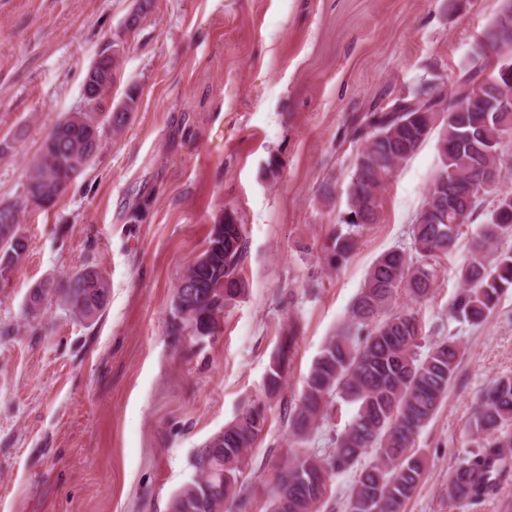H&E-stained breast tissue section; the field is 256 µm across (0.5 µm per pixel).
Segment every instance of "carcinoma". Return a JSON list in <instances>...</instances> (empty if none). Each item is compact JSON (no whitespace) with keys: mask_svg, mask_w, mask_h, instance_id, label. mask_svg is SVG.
<instances>
[{"mask_svg":"<svg viewBox=\"0 0 512 512\" xmlns=\"http://www.w3.org/2000/svg\"><path fill=\"white\" fill-rule=\"evenodd\" d=\"M500 17L478 42L472 60L453 81L448 104L439 112L412 108L417 101L432 107L442 94L427 82L398 97L378 112L353 118L344 140L359 145L347 186V208L328 237L326 260L344 265L370 226L379 223L382 192L397 169L438 132L440 167L427 188L423 210L410 226L409 248L380 254L369 269L348 311L346 323L313 362L305 387L288 410V429L298 448L276 468L267 512H324L327 493L338 473L353 472L345 512H404L424 474V459L413 450L416 437L433 419L448 396L462 351L448 336L424 346L425 325L409 308L395 307L404 294L418 302L436 283V265L455 248L462 226L481 208L478 194L486 177H502L509 160L502 151L503 126H512V112H487L472 98L473 85L496 58L512 57V43L499 34ZM131 88L119 112H71L43 141L26 175L23 191L0 203V279L10 280L25 260V236L7 234L10 224L35 201L57 204L73 181L96 158L103 134L120 135L137 108ZM512 239V191L503 192L487 215L471 258L460 270L461 291L451 316L470 326L482 325L512 290V250L498 242ZM212 261L204 270L205 286L188 294L185 315L173 307L172 331L215 329V315L244 293L240 275L246 255L243 225L224 213V233L208 235ZM26 314L37 317L54 298L81 318L101 317L110 283L88 266L48 288L29 290ZM298 329L288 326L263 381L261 396L245 405L224 429L210 437L194 457L195 479L172 498L170 512H228L244 495L241 474L244 450L265 432L267 406L283 393ZM357 410L345 430L336 435L326 454L303 448L319 428L333 398ZM476 449L459 457L448 472V499L458 504L478 502L512 477V377L492 380L473 412ZM372 455L368 462L365 455Z\"/></svg>","mask_w":512,"mask_h":512,"instance_id":"obj_1","label":"carcinoma"}]
</instances>
